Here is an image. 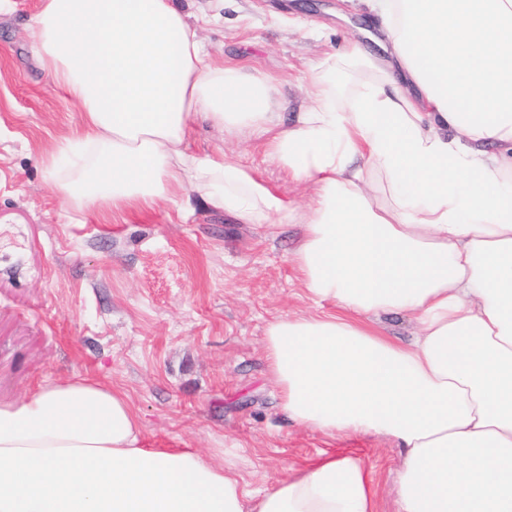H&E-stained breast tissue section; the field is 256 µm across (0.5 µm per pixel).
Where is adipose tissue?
I'll list each match as a JSON object with an SVG mask.
<instances>
[{
    "instance_id": "ef3b65f1",
    "label": "adipose tissue",
    "mask_w": 512,
    "mask_h": 512,
    "mask_svg": "<svg viewBox=\"0 0 512 512\" xmlns=\"http://www.w3.org/2000/svg\"><path fill=\"white\" fill-rule=\"evenodd\" d=\"M387 53L312 67L285 124L274 78L214 57L177 0H40L31 50L83 112L46 167L78 207L124 212L189 189L242 224L298 222L294 262L333 314L265 336L288 418L400 449L399 512H512V0H364ZM367 73L362 85L354 71ZM249 131L304 211L198 122ZM412 316L400 344L380 316ZM126 395L90 378L0 405V512H375L351 457L249 490L187 448H149ZM190 146L200 153H220L236 157L251 169L276 194L299 207L306 206L315 193L312 182L295 181L265 154L262 143L247 133L222 137L204 125H197L190 137Z\"/></svg>"
}]
</instances>
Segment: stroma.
Returning <instances> with one entry per match:
<instances>
[{"instance_id":"1","label":"stroma","mask_w":512,"mask_h":512,"mask_svg":"<svg viewBox=\"0 0 512 512\" xmlns=\"http://www.w3.org/2000/svg\"><path fill=\"white\" fill-rule=\"evenodd\" d=\"M0 14V405L48 378L87 376L124 392L143 440L190 448L258 487L321 455L357 458L373 479L376 512H398L402 456L389 440L332 437L281 408L264 349L270 322L330 313L293 262L297 224H237L182 192L106 216L52 187L43 158L81 131L82 112L35 63L29 20L39 0ZM225 64L275 78L290 108L311 67L377 22L360 0H180ZM190 146L225 152L276 194L306 206L296 181L248 134L197 125Z\"/></svg>"}]
</instances>
